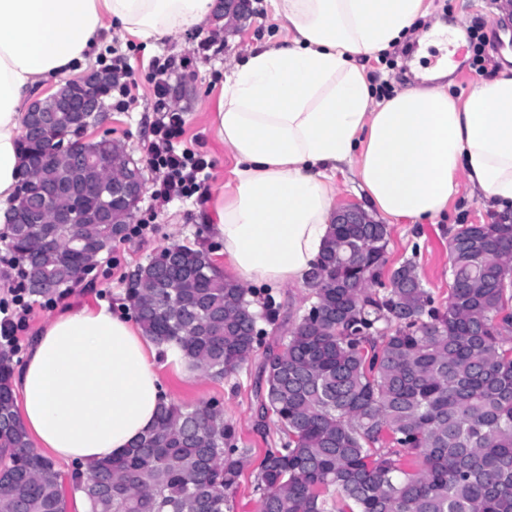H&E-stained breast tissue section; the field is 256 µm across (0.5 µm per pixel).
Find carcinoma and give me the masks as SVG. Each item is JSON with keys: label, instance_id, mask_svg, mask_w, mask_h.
Returning <instances> with one entry per match:
<instances>
[{"label": "carcinoma", "instance_id": "carcinoma-1", "mask_svg": "<svg viewBox=\"0 0 512 512\" xmlns=\"http://www.w3.org/2000/svg\"><path fill=\"white\" fill-rule=\"evenodd\" d=\"M61 130L21 136L25 161L51 156ZM105 160L119 141L87 142ZM98 177L109 224H10L8 247L24 263L28 294H64L75 282L85 244L112 250V234L130 233L131 214L112 200V168ZM367 225H333L321 260L327 278L307 282L309 308L280 337L264 364L262 415L281 436L265 452L253 490L260 512H512V264L494 244L512 239V215L493 224H463L448 243V304L435 306L416 267L406 262L382 276L388 230L366 239ZM39 288L32 257L44 236ZM183 259L179 290L145 279L127 299L143 333L175 345L185 363L218 380L237 372L261 344L252 291L224 278L202 248L173 245ZM0 512H66L61 475L31 449L16 410L11 351L0 347ZM249 449L239 447L213 401L161 403L157 425L128 453L77 474L73 490L90 512H231L229 492Z\"/></svg>", "mask_w": 512, "mask_h": 512}]
</instances>
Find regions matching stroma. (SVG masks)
I'll return each mask as SVG.
<instances>
[{"instance_id": "1", "label": "stroma", "mask_w": 512, "mask_h": 512, "mask_svg": "<svg viewBox=\"0 0 512 512\" xmlns=\"http://www.w3.org/2000/svg\"><path fill=\"white\" fill-rule=\"evenodd\" d=\"M430 19L447 23L458 21L466 24L481 23L486 35L483 53L484 69L505 64V56L512 52V25L503 12L504 0H426ZM253 17L246 25L228 33L216 34L194 29L169 37L154 45H145L113 27L99 35L101 49L97 57L87 61V68L103 67L113 54L125 56L133 69L137 82L136 101L127 109H112L110 122L102 127H92L87 137H110L122 142L134 159L145 162L147 148L153 139V129L160 120L155 112L156 98L148 76L151 59L156 56L177 60L190 58L189 68L175 74L171 82H190L188 99L179 102L185 122L184 134L178 145L214 160L210 171L209 191L217 193L232 177L235 161L231 154L214 137L211 122L226 78L235 62L247 50L267 40H277L285 31L275 18L270 0H252ZM408 54L391 50L386 60H366L369 81L376 99L393 95L409 80L405 72L409 55H416L421 67L431 68L446 57L447 48L428 44L419 45L417 37H408ZM155 207L152 229L143 236L114 245L110 254L104 255L97 268L72 288L66 297L59 299L56 307L34 308L27 329L20 336L21 345H29L32 336L51 317L71 308L107 302L112 310L127 309L126 294L129 273L146 263L157 250L171 244L202 246L213 255L216 266H223L219 256L220 245L210 232L208 217L210 205H197L194 201H174ZM496 212L471 197L468 189H461L449 207L447 217L435 224L388 225V246L385 255L386 270H393L405 261L417 266L422 283L433 295L437 305L448 302L451 280L448 274V240L459 225L469 222L494 221ZM256 311L273 307L278 319L285 324H295L303 314L310 293L306 287L262 285L255 289ZM266 336L251 358L234 374L215 380L202 374L191 375L175 363L159 358L158 373L162 388L172 402L195 406L207 401L220 402L224 421L235 431L236 437L248 447L250 454L244 462L240 483L235 490L233 512H259L253 491L254 478L269 444L277 437V428L271 418L262 417L256 398V389L262 367L270 351L275 350L280 332L275 325L265 327Z\"/></svg>"}]
</instances>
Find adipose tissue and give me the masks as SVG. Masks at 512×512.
Masks as SVG:
<instances>
[{
	"label": "adipose tissue",
	"mask_w": 512,
	"mask_h": 512,
	"mask_svg": "<svg viewBox=\"0 0 512 512\" xmlns=\"http://www.w3.org/2000/svg\"><path fill=\"white\" fill-rule=\"evenodd\" d=\"M425 0H272L288 36L248 49L227 77L214 135L235 160L212 204L224 262L244 286L304 285L330 232L335 176L351 167L367 211L432 224L461 187L512 211V69L467 94L411 86L376 100L359 57L410 33L453 45L458 27L422 30ZM213 0H0V208L21 161L23 105L73 71L118 25L149 44L206 26ZM159 350L107 303L67 310L33 337L14 375L22 420L43 447L89 465L125 454L157 423Z\"/></svg>",
	"instance_id": "1"
}]
</instances>
